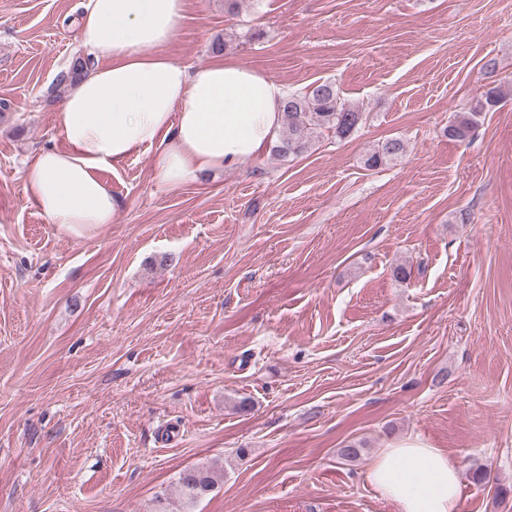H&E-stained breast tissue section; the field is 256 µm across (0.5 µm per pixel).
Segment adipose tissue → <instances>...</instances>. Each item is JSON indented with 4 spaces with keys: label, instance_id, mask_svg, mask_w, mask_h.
<instances>
[{
    "label": "adipose tissue",
    "instance_id": "adipose-tissue-1",
    "mask_svg": "<svg viewBox=\"0 0 512 512\" xmlns=\"http://www.w3.org/2000/svg\"><path fill=\"white\" fill-rule=\"evenodd\" d=\"M186 0H88L82 45L95 66L58 114L66 150L46 149L26 167L25 191L49 223L85 237L112 223L119 203L100 173L148 156L159 181L180 186L199 174L260 156L278 135L285 86L232 59L193 70L163 54ZM366 479L397 512H458L461 469L420 438L393 442Z\"/></svg>",
    "mask_w": 512,
    "mask_h": 512
}]
</instances>
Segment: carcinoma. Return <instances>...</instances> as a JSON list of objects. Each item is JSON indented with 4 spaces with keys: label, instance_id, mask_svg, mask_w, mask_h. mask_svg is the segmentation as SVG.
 <instances>
[{
    "label": "carcinoma",
    "instance_id": "1",
    "mask_svg": "<svg viewBox=\"0 0 512 512\" xmlns=\"http://www.w3.org/2000/svg\"><path fill=\"white\" fill-rule=\"evenodd\" d=\"M499 102L498 89L489 88L470 111L457 116L445 129V134L458 141L470 138L482 115ZM283 113L284 127L273 146V153L285 159L308 152L314 143V134L321 129L346 139L364 120V113L342 100L336 84L331 81L315 83L304 92L288 94L283 103ZM406 150L403 140L386 139L366 155L364 165L370 170L379 168L397 160ZM223 483L222 468L202 465L182 471L177 481L179 503L173 512H192L197 502L209 497Z\"/></svg>",
    "mask_w": 512,
    "mask_h": 512
}]
</instances>
